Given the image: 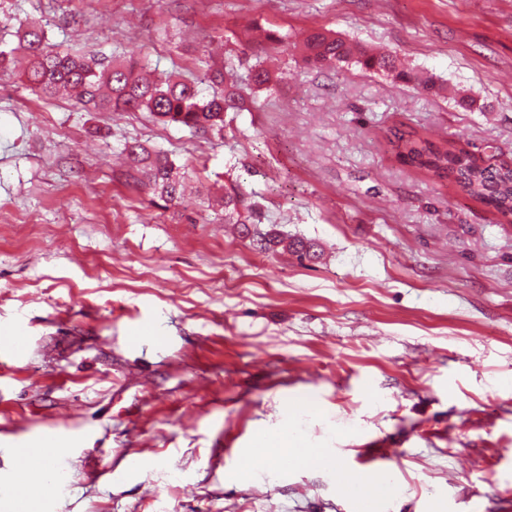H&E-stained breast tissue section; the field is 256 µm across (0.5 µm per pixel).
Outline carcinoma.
<instances>
[{"label": "carcinoma", "instance_id": "carcinoma-1", "mask_svg": "<svg viewBox=\"0 0 512 512\" xmlns=\"http://www.w3.org/2000/svg\"><path fill=\"white\" fill-rule=\"evenodd\" d=\"M19 43L26 54L27 67L21 76L30 87L47 98L66 92L84 105L99 112H148L164 123L192 129L209 130L215 134L224 128V113L244 107L247 97L256 89L268 86L272 77L260 64L251 70L250 83H239L227 70L207 76L222 85L209 98L199 96L197 86L180 80L151 82L142 74L138 61L110 60L102 62L85 55L57 50L48 42L44 27L30 23L19 28ZM304 59L313 65H355L364 70L396 72V77L418 80L428 93L442 87L433 76L417 78L407 71H395L393 60L384 54H372L357 43L346 41L328 32H313L300 44ZM403 144L401 159L432 177L469 187L468 194L490 206L504 217H512V168L489 163L480 166L459 151L448 148L426 135L407 132L398 136ZM134 167L143 183L165 202L183 198L182 180L168 157L151 154L138 145L128 149ZM257 217V205L246 194L232 186L224 188V223L248 224ZM256 244L262 250L280 246L292 250L299 258H317L313 245L300 239L261 236Z\"/></svg>", "mask_w": 512, "mask_h": 512}]
</instances>
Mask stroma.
I'll return each instance as SVG.
<instances>
[{"instance_id": "obj_1", "label": "stroma", "mask_w": 512, "mask_h": 512, "mask_svg": "<svg viewBox=\"0 0 512 512\" xmlns=\"http://www.w3.org/2000/svg\"><path fill=\"white\" fill-rule=\"evenodd\" d=\"M35 20L206 97L211 67L275 76L220 138L0 79V327L30 340L0 354V512L37 447L65 484L28 483L30 512H354L340 469L393 479L378 512H512V220L393 137L512 166V0H0V50ZM312 29L480 107L309 66L292 44ZM131 143L184 174L181 205L140 186ZM231 185L260 209L244 235ZM264 233L321 256L258 251ZM288 431L336 470L243 474L259 434Z\"/></svg>"}]
</instances>
